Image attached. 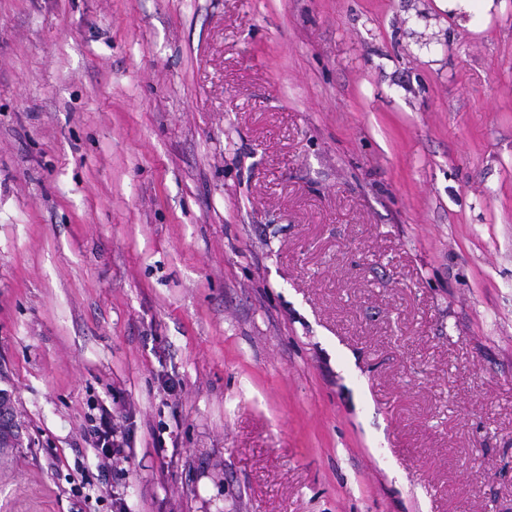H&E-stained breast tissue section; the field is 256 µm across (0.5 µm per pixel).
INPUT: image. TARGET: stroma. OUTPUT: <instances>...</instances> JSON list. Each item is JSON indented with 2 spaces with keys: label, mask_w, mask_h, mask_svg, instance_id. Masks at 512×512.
Here are the masks:
<instances>
[{
  "label": "stroma",
  "mask_w": 512,
  "mask_h": 512,
  "mask_svg": "<svg viewBox=\"0 0 512 512\" xmlns=\"http://www.w3.org/2000/svg\"><path fill=\"white\" fill-rule=\"evenodd\" d=\"M495 3L0 0V512H512ZM439 9L446 11L460 25L466 18H476L489 14L494 7V0H435ZM97 414L90 415V426L85 441L94 450L98 460V469L105 474L128 475L124 464L131 460L128 433L120 424V412L112 405L98 404L94 410ZM128 450V451H127Z\"/></svg>",
  "instance_id": "35a3bbf8"
}]
</instances>
